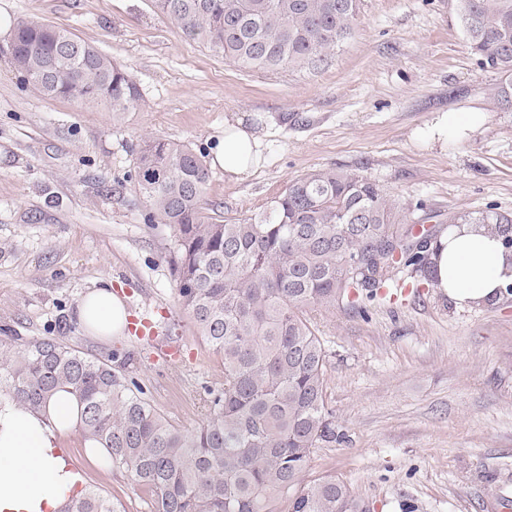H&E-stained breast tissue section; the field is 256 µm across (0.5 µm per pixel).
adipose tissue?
Here are the masks:
<instances>
[{"label":"adipose tissue","mask_w":512,"mask_h":512,"mask_svg":"<svg viewBox=\"0 0 512 512\" xmlns=\"http://www.w3.org/2000/svg\"><path fill=\"white\" fill-rule=\"evenodd\" d=\"M260 154L258 138L241 121H228L210 165L239 181L252 173ZM438 247L439 288L456 305L495 301L512 280V251L497 235L461 224L441 237ZM76 316L85 332L102 338L121 334L126 323L123 303L108 285L84 295ZM76 427V400L66 392L55 395L46 422L13 404L0 405V512H59L81 475L56 455L54 441Z\"/></svg>","instance_id":"1"}]
</instances>
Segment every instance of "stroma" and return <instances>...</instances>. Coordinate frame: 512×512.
I'll list each match as a JSON object with an SVG mask.
<instances>
[{
  "mask_svg": "<svg viewBox=\"0 0 512 512\" xmlns=\"http://www.w3.org/2000/svg\"><path fill=\"white\" fill-rule=\"evenodd\" d=\"M62 27L121 64L138 108L47 100L22 86L0 35V340L55 338L99 356L128 353L146 397L176 425L205 417L224 363L179 302L168 263L174 229L147 221L136 150L159 137L201 159L228 120L261 143L253 173L210 170L206 199L237 221L266 210L288 183L322 168L354 170L425 227L492 206L512 213V109L501 77L466 46L454 0H362L352 35L326 62L248 71L157 14L151 0H0V15ZM441 112H475L447 145L424 133ZM155 340L109 339L76 322L103 280ZM328 352L327 403L344 443L316 449L305 480L347 484L369 512H490L512 500V295L458 307L440 289L354 310L316 311ZM83 432L60 440L87 485L126 512H150L124 474L92 465Z\"/></svg>",
  "mask_w": 512,
  "mask_h": 512,
  "instance_id": "obj_1",
  "label": "stroma"
}]
</instances>
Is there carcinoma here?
Listing matches in <instances>:
<instances>
[{
    "label": "carcinoma",
    "instance_id": "carcinoma-1",
    "mask_svg": "<svg viewBox=\"0 0 512 512\" xmlns=\"http://www.w3.org/2000/svg\"><path fill=\"white\" fill-rule=\"evenodd\" d=\"M154 10L245 70L308 67L352 34L361 0H152ZM481 67L501 75L497 100L512 102V0H455ZM10 56L38 96L137 108L139 89L112 58L52 24L17 22ZM209 174L188 146L147 139L134 183L152 224L175 228L170 258L182 306L224 359V390H207L208 413L182 429L126 378L130 358L81 352L55 338L14 350L0 342V400L34 413L59 390L79 402L80 423L110 467L154 497L155 512H367L345 483L301 484L315 449L336 441L325 402L327 353L311 313L355 309L397 288L409 268L438 285L425 232L367 176L317 169L291 181L261 214L233 224L205 201ZM512 248V214L492 206L463 213ZM59 512H125L87 488Z\"/></svg>",
    "mask_w": 512,
    "mask_h": 512
}]
</instances>
